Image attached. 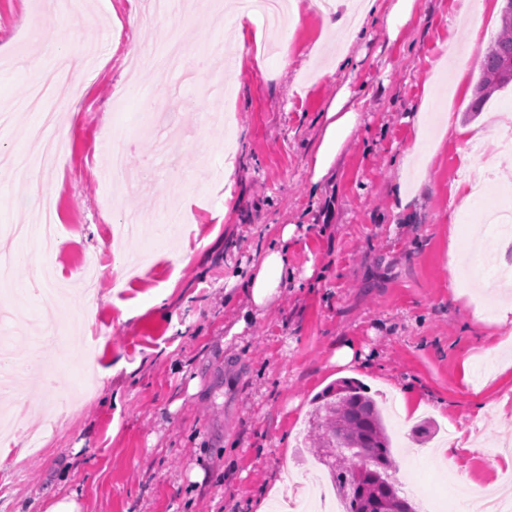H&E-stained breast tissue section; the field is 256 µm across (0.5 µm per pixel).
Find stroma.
<instances>
[{
    "mask_svg": "<svg viewBox=\"0 0 512 512\" xmlns=\"http://www.w3.org/2000/svg\"><path fill=\"white\" fill-rule=\"evenodd\" d=\"M333 2L329 16L306 10L287 32L265 29L267 46L286 47L275 56L257 52V21L246 22L243 43L228 41L204 6L141 26L126 0H85L47 26L38 0H0V105L46 78L28 62L37 44L98 48L80 88L87 109L75 107L70 85L55 88L53 106L70 122L57 165L31 182L0 166V255L16 260L0 275V312L26 296L25 321H0L17 395L0 512H46L52 492L76 493L81 512L269 510L294 498L298 483L327 482L326 472L303 465L300 445L316 396L347 379L391 408L388 433L413 504L467 512L454 485L512 488V464L486 453L512 437V324L497 323L501 292L484 285L488 267L512 265V246L473 253L481 209H457L499 152L477 134L487 116H512V87L475 113L478 69L444 86L448 30L465 0H416L394 39L386 18L395 0H376L339 65L332 43L347 34L353 4ZM173 29L204 55L203 69L177 78L152 68ZM220 40L224 52L208 54ZM136 64L141 95L156 101L149 111L127 92ZM344 87L360 119L316 182L314 155ZM424 105L433 116L451 112L460 129L429 158L413 151L411 118ZM167 128L181 146L171 173L189 196L195 222L187 230L157 222L158 182L129 188L103 176L116 143L129 172L169 173L159 158ZM36 184L60 201L61 249L8 232L31 225ZM404 192L414 199L395 212ZM126 213L146 226L106 259L103 287L88 294L72 255L102 254L110 225ZM287 224L294 231L279 296L231 335L249 305L253 265ZM452 248L470 257L459 288L449 280ZM46 264L68 288L48 318L55 345L34 341L47 318L31 289ZM158 294L164 306L151 305ZM345 344L354 358L340 366L334 356ZM34 357L55 388L32 391ZM423 419L434 426L429 448L462 431L479 449L460 451L448 473L409 450Z\"/></svg>",
    "mask_w": 512,
    "mask_h": 512,
    "instance_id": "1",
    "label": "stroma"
}]
</instances>
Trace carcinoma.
<instances>
[{
    "label": "carcinoma",
    "mask_w": 512,
    "mask_h": 512,
    "mask_svg": "<svg viewBox=\"0 0 512 512\" xmlns=\"http://www.w3.org/2000/svg\"><path fill=\"white\" fill-rule=\"evenodd\" d=\"M498 37L488 47L474 89V109L512 85V0H503ZM310 424V447L323 456L331 480L345 503L344 512H416L398 494L395 467L382 410L365 387L346 382L322 394ZM372 461L360 470L361 453Z\"/></svg>",
    "instance_id": "obj_1"
}]
</instances>
